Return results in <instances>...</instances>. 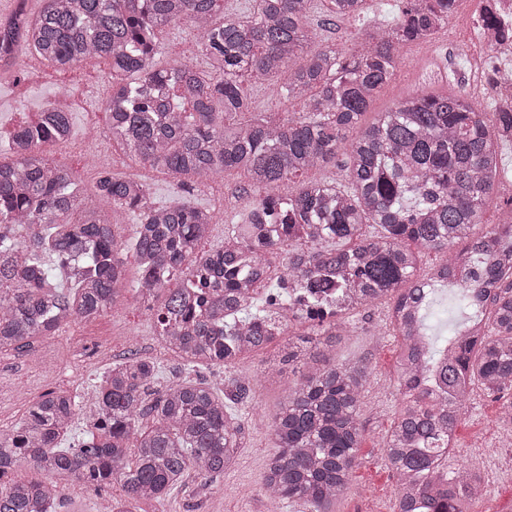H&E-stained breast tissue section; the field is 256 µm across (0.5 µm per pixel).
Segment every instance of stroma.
Returning a JSON list of instances; mask_svg holds the SVG:
<instances>
[{
	"label": "stroma",
	"mask_w": 512,
	"mask_h": 512,
	"mask_svg": "<svg viewBox=\"0 0 512 512\" xmlns=\"http://www.w3.org/2000/svg\"><path fill=\"white\" fill-rule=\"evenodd\" d=\"M308 23L318 37L312 49L327 45L353 47L360 36L359 22L327 20L318 11ZM466 40L433 52L402 48L404 70L370 106L365 122L374 121L402 97L432 88L464 90L468 79L454 68L456 57L467 50ZM199 37L184 26L169 28L155 68H170L183 58L198 59ZM107 70L97 60H89L76 70H55L41 59L23 55L17 73L0 77V133L13 129L20 116L55 104L68 112L73 135L69 144L42 145L46 159L67 165L75 173L86 195H94L101 170L114 177H138L150 187L155 205L170 206L188 201L215 210L219 224L200 244L206 252L224 241V227L237 223L245 203L240 189L246 177L228 171L220 183L193 180L191 190L178 188L173 176L144 168L111 140L91 141L92 126H106L105 100L108 94ZM281 78H264L245 83L244 89L255 113L276 112L280 116L301 111L300 100L281 94ZM129 286L120 306L99 318L74 325L66 333L41 341L31 349L0 354V427L16 426L49 389L55 387L88 392L97 386L98 376L112 364L124 361L130 352L159 363V385L173 382H202L216 393H223L234 379L248 381L251 392L244 415L247 439L237 461L212 481L187 471L164 503L140 501L138 512H306L304 506L283 501L272 505L261 490V478L268 459L275 454V441L269 426L291 388L299 384L314 365L306 357L294 366L282 365L290 344L300 343L304 326L287 330L267 346L245 354L235 365L189 368L174 354L160 353L154 345L151 316L138 300L134 288L140 268L133 252L123 254ZM389 302L346 315L347 329L326 349V357L336 363L367 364L369 377L361 408L365 439L357 453V465L350 484L337 503V512H391L395 479L383 459V439L387 435L402 398L395 386V366L399 342L389 328ZM458 298L441 291L432 294L426 319V333L435 345H442L451 328L460 320ZM87 343L85 366L70 372L66 366L78 343ZM499 405L481 390H473L465 405V415L455 435V451L448 458L449 468L466 467L479 472L485 496L478 512H512V425L498 418Z\"/></svg>",
	"instance_id": "1"
}]
</instances>
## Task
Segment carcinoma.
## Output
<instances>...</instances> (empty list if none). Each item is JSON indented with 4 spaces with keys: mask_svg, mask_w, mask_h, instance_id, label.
<instances>
[{
    "mask_svg": "<svg viewBox=\"0 0 512 512\" xmlns=\"http://www.w3.org/2000/svg\"><path fill=\"white\" fill-rule=\"evenodd\" d=\"M43 2L39 13L20 6L0 24V69L23 49L63 69L105 60L112 141L176 177L244 171L247 213L225 225L220 248L199 253L214 224L210 212L188 203L157 207L145 182L108 170L90 199L68 167L39 154L44 143L70 141L68 113L19 125L0 149V354L114 309L126 290L125 250L138 260L135 292L152 311L156 335L191 368L232 365L284 335L289 323L257 305L260 289L282 307L333 304L346 290L350 306L338 316L389 299L403 398L384 442L396 481L393 512H476L481 477L448 468V453L476 387L504 400L502 419L512 422V217L503 213L473 235L500 174L501 131L512 127V112L488 121L481 102L431 92L404 96L362 124L395 78L400 48L448 26L454 0H400L391 21L367 26L349 53L334 45L306 51L316 38L307 23L314 0H253L234 16L224 14V0ZM320 2L330 19H361L366 10V0ZM180 24L200 32L204 67L154 68L159 35ZM295 58L302 62L281 92L301 100L302 113L250 114L243 83L275 77ZM339 155L341 179L276 193ZM110 207L136 214L132 240H117ZM468 237L466 249H453ZM424 251L439 258L420 278ZM273 254L283 255L279 273ZM444 279L463 283L465 307L477 294L481 318L436 355L421 312L428 282ZM339 330L336 321L310 326L317 354ZM366 376L362 366L327 362L288 393L271 425L277 452L261 482L272 500L335 512L365 437ZM248 398L242 381L222 396L189 382L159 389L155 363L136 355L105 373L92 409L80 395L50 390L19 427L0 429V472H11L0 483V512H56L63 481L119 483L124 497L106 501L109 512L162 503L186 471L212 480L236 461L247 435L238 406ZM78 415L86 437L59 447ZM24 465L41 478L20 477Z\"/></svg>",
    "mask_w": 512,
    "mask_h": 512,
    "instance_id": "obj_1",
    "label": "carcinoma"
}]
</instances>
